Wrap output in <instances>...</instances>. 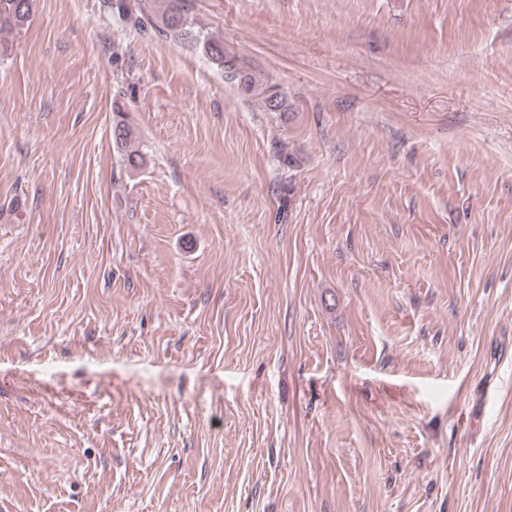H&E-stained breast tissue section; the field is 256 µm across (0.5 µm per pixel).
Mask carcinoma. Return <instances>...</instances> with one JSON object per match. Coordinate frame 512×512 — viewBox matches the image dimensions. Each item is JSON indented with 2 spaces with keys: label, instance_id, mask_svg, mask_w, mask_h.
<instances>
[{
  "label": "carcinoma",
  "instance_id": "cac0c4a2",
  "mask_svg": "<svg viewBox=\"0 0 512 512\" xmlns=\"http://www.w3.org/2000/svg\"><path fill=\"white\" fill-rule=\"evenodd\" d=\"M156 0H101L103 9L124 28L140 35L185 44L202 55L219 70L224 80L237 86L246 96L257 97L269 112L287 110L286 98L279 85L255 72L224 41L206 35L194 27L184 0H163L162 12L155 10ZM34 0H0V31L19 32L31 21ZM134 131L124 113H113L112 138L123 151L122 163L127 170L146 165L145 156L127 147Z\"/></svg>",
  "mask_w": 512,
  "mask_h": 512
}]
</instances>
